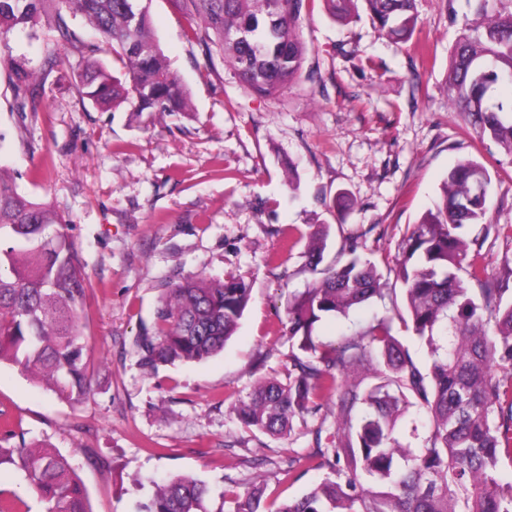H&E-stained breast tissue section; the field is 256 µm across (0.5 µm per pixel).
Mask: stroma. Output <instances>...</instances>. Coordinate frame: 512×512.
Returning <instances> with one entry per match:
<instances>
[{"mask_svg":"<svg viewBox=\"0 0 512 512\" xmlns=\"http://www.w3.org/2000/svg\"><path fill=\"white\" fill-rule=\"evenodd\" d=\"M152 30L190 92V116L104 111L80 99L86 60L67 43L50 67L43 43L17 31L15 63L37 76L35 105L12 110L11 69L0 65V160L19 192L68 222L85 266V342L94 366L83 403L59 400L20 368L0 364L7 446L44 442L76 469L91 512H138L156 481H205L207 512L229 485L262 476L269 500L300 495L318 472L286 477L293 453L313 449L318 419L288 437L241 428L227 400L288 363L289 297L316 275L306 235L329 227L326 260L343 233L367 252L397 254L407 225L433 209L448 170L474 157L493 182L489 221L512 225V162L465 132L446 80L467 0H417L420 25L398 43L368 17L342 24L323 6L301 22L306 58L273 97L246 91L222 56L205 62L172 0H150ZM239 275L251 301L222 353L148 372L138 336L174 283ZM97 460H89L86 449Z\"/></svg>","mask_w":512,"mask_h":512,"instance_id":"35a3bbf8","label":"stroma"}]
</instances>
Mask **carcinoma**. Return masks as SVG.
<instances>
[{
  "instance_id": "cac0c4a2",
  "label": "carcinoma",
  "mask_w": 512,
  "mask_h": 512,
  "mask_svg": "<svg viewBox=\"0 0 512 512\" xmlns=\"http://www.w3.org/2000/svg\"><path fill=\"white\" fill-rule=\"evenodd\" d=\"M392 38L409 41L419 17L416 0H323L341 22L359 19L356 2ZM0 0V45L18 28L37 27L55 5L54 41L88 55L78 93L108 110L130 102L136 112H191L188 89L171 71L152 34L148 8L137 0ZM196 26L190 38L207 59L220 53L242 86L267 97L302 70L303 13L315 0H173ZM480 24L459 32L448 65L452 104L467 132L490 140L512 159V11L490 13V0H468ZM82 18L97 40L83 41L65 15ZM107 52L122 66L116 76L95 55ZM14 102L33 100L32 74L12 67ZM492 177L477 159L449 171L436 208L407 226L397 256L376 263L365 244L345 239L346 260L288 301L290 343L284 377L261 378L229 410L244 428L291 435L294 420L316 417L337 396L330 447L301 455L309 470L329 472L301 496L270 507L264 480L244 492L228 490V512H512V300L487 274L484 241L469 228L487 223ZM67 221L49 204L20 193L0 165V362L18 366L58 399L77 405L91 393V360L80 312L88 288L84 266L66 232ZM328 232L308 234V260L323 261ZM402 282L406 313L374 314L361 329L331 343L313 336L327 316L350 317L369 301L393 296L389 274ZM479 285L474 293L466 282ZM251 299L241 277L177 283L156 310L155 331L136 346L146 370L200 362L224 349ZM424 342L422 366L397 337ZM425 418L421 448L402 440L410 409ZM23 472L46 512H89L84 488L69 460L54 448L0 446V466ZM206 484L177 475L156 485L139 512H205Z\"/></svg>"
}]
</instances>
